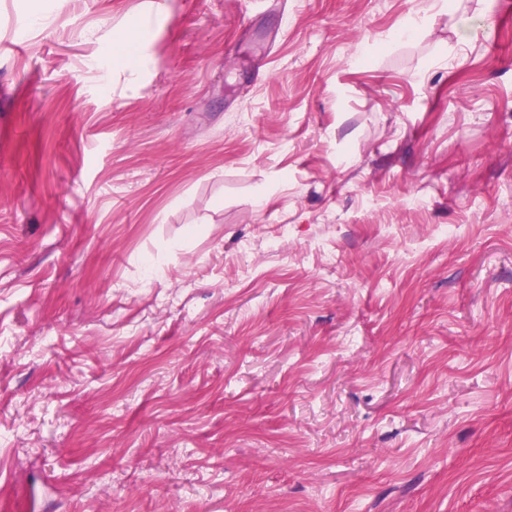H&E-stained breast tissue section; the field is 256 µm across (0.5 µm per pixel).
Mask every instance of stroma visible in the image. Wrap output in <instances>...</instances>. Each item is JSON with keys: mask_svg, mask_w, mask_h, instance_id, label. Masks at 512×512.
Listing matches in <instances>:
<instances>
[{"mask_svg": "<svg viewBox=\"0 0 512 512\" xmlns=\"http://www.w3.org/2000/svg\"><path fill=\"white\" fill-rule=\"evenodd\" d=\"M42 7L0 0V500L512 512V0Z\"/></svg>", "mask_w": 512, "mask_h": 512, "instance_id": "1", "label": "stroma"}]
</instances>
